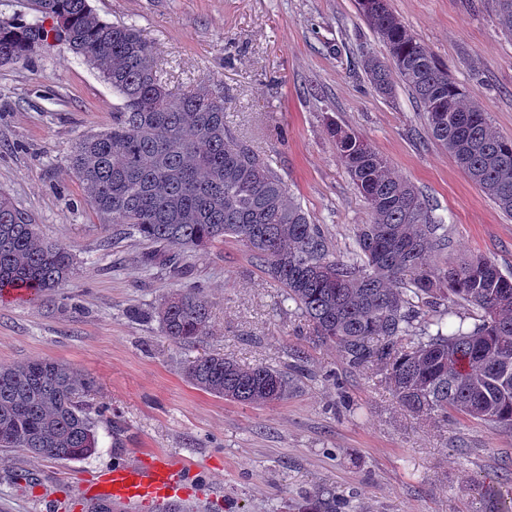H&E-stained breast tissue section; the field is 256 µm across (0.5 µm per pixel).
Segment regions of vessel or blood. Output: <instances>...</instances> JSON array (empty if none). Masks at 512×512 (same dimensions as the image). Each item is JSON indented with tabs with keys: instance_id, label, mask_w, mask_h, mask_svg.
<instances>
[{
	"instance_id": "vessel-or-blood-1",
	"label": "vessel or blood",
	"mask_w": 512,
	"mask_h": 512,
	"mask_svg": "<svg viewBox=\"0 0 512 512\" xmlns=\"http://www.w3.org/2000/svg\"><path fill=\"white\" fill-rule=\"evenodd\" d=\"M87 493L132 507L135 512L154 506H188L196 500L187 465L160 452H143L132 461L103 471Z\"/></svg>"
}]
</instances>
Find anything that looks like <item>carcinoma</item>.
I'll use <instances>...</instances> for the list:
<instances>
[{"mask_svg": "<svg viewBox=\"0 0 512 512\" xmlns=\"http://www.w3.org/2000/svg\"><path fill=\"white\" fill-rule=\"evenodd\" d=\"M387 56L365 55L374 91L409 89L431 138L512 217V139L448 77L392 13L388 0H358ZM32 18L0 20V63H20L53 38L112 86V125L78 138L67 157L103 224L174 251L145 263L177 264L234 238L283 288L308 336L335 345L350 369L375 367L399 403L418 417L479 420L512 431V275L474 255L452 266L430 262L445 240L427 200L363 136L327 124L336 158L368 204L372 220L353 230L338 256L281 180L224 122V95H175L153 45L132 25L103 20L89 0H26ZM499 29L512 36V0H494ZM74 267L70 250L43 240L32 215L0 194V296L51 299ZM463 303L478 313L450 333L439 309ZM161 333L177 345L210 335L212 306L195 285L155 307ZM182 374L196 388L242 404L288 398V377L210 353ZM94 381L67 362L38 359L0 367V448L40 459H78L97 448L96 420L83 398ZM311 512H336V491L313 495Z\"/></svg>", "mask_w": 512, "mask_h": 512, "instance_id": "obj_1", "label": "carcinoma"}]
</instances>
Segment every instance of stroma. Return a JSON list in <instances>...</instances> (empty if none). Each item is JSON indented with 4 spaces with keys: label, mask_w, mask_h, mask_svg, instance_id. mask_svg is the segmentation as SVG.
<instances>
[{
    "label": "stroma",
    "mask_w": 512,
    "mask_h": 512,
    "mask_svg": "<svg viewBox=\"0 0 512 512\" xmlns=\"http://www.w3.org/2000/svg\"><path fill=\"white\" fill-rule=\"evenodd\" d=\"M111 22L135 25L174 91H224L228 127L273 167L348 254L371 212L336 160L325 122L364 135L442 218L438 265L473 253L512 272L505 217L431 140L404 86L379 96L354 59L386 48L356 0H90ZM393 13L512 138V37L491 0H389ZM118 96L66 45L0 64V192L30 213L41 238L75 256L62 297L0 301V366L63 361L93 377L85 402L98 447L76 460L0 450V512H91L80 488L149 449L190 465L205 512H304L331 488L357 512H501L512 433L404 410L372 368L348 369L335 347L300 334L293 303L241 242L185 258L186 273L145 269L154 244L113 240L84 200L66 157L75 141L112 123ZM190 283L212 304L211 334L193 346L161 335L152 308ZM219 352L285 372L286 400L227 401L190 384L183 363Z\"/></svg>",
    "instance_id": "35a3bbf8"
}]
</instances>
